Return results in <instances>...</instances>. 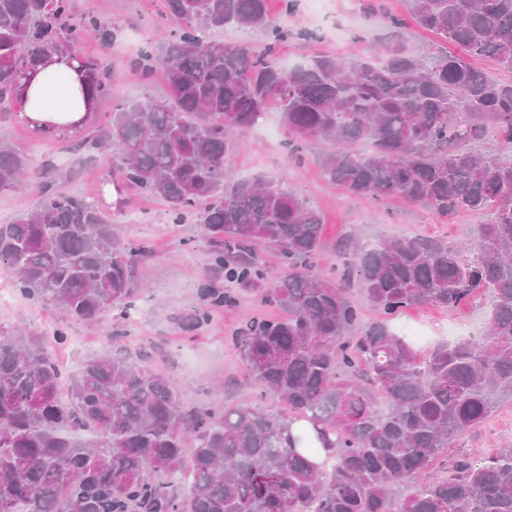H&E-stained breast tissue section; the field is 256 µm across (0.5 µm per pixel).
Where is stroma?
I'll use <instances>...</instances> for the list:
<instances>
[{"label": "stroma", "instance_id": "obj_1", "mask_svg": "<svg viewBox=\"0 0 512 512\" xmlns=\"http://www.w3.org/2000/svg\"><path fill=\"white\" fill-rule=\"evenodd\" d=\"M363 2L325 0L319 13L296 10L288 17L289 28L314 32L315 37L290 39L281 46L280 57L298 64L316 53L372 54L385 31L382 25L366 18ZM73 6L76 13H90L105 20L118 34L107 51L92 37L83 38L74 47L79 56L102 57L112 72V95L98 100L93 126L107 122L117 101H147L165 93L161 70L146 75L134 64L142 41L157 38L163 28V0H73ZM83 139L80 132L54 138L41 136L22 119L13 103L0 104V141L33 159L41 183L58 193L100 197L103 207L111 211L112 231L118 238L140 239L153 249L152 259L141 273L147 287L141 295L137 318L125 326L117 346L133 353L146 352L148 365L173 380L186 405L238 401L245 369L231 333L243 319L278 318L281 310L264 303L258 295L244 293L236 307L215 313L204 328L187 334L175 332L176 317L201 306L200 290L214 280L209 248L200 238L195 219L170 223L160 200L132 191L122 210H114L109 199L112 158L87 149ZM321 153V147L314 144L301 162H288L281 142L269 139L255 127L236 136L229 160L238 178L262 173L287 176L291 189L323 211L326 247L318 258L321 270L337 264L334 246L345 237L367 242L423 235L454 243L470 239L476 226L485 221L484 216L469 214L445 222L429 209L401 200L375 204L355 196L329 181L319 163ZM488 315L487 300L474 297L453 310L431 306L408 310L392 320L389 328L400 334L406 325H418L433 347L459 337L480 335ZM0 322L47 336L55 328L66 327L73 341L57 348L56 354L71 368L106 347L102 326L64 318L53 306L20 296L15 297L12 306L0 308ZM504 448H512L511 403L502 405L475 430L458 437L446 454L489 456Z\"/></svg>", "mask_w": 512, "mask_h": 512}]
</instances>
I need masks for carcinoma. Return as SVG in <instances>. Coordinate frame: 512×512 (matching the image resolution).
Instances as JSON below:
<instances>
[{"label":"carcinoma","instance_id":"obj_1","mask_svg":"<svg viewBox=\"0 0 512 512\" xmlns=\"http://www.w3.org/2000/svg\"><path fill=\"white\" fill-rule=\"evenodd\" d=\"M270 0H165L176 26L144 42L137 65L159 67L168 97L121 100L88 139L107 148L132 188L156 197L172 223L196 217L225 282L261 293L286 312L248 318L233 340L247 373L276 404L184 405L170 378L140 354L106 352L65 371L46 338L0 325V512H512V448L458 455L431 469L458 435L512 400V81L473 69L491 57L512 73V0H409L441 44L408 49L401 22L384 17L381 50L310 56L285 68L294 37ZM260 29V50L205 36ZM86 35L103 47L112 30L71 0H0V102L25 106L28 71ZM78 66L85 91L112 94L97 58ZM280 114L292 162L323 144L330 180L375 202L402 199L454 219L482 214L463 245L411 236L340 247L322 271V213L286 177L237 179L232 134ZM32 160L0 143V192L32 177ZM274 248L272 274L259 251ZM473 251L467 263L461 253ZM152 251L112 233L94 197L40 191L38 206L0 224V270L17 293L70 319L130 321ZM359 287L378 314L364 320ZM204 304L179 328L236 304L230 288L200 289ZM489 298L482 335L421 360L383 319L422 305L454 309ZM311 430L292 435L296 422Z\"/></svg>","mask_w":512,"mask_h":512}]
</instances>
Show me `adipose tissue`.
<instances>
[{
  "mask_svg": "<svg viewBox=\"0 0 512 512\" xmlns=\"http://www.w3.org/2000/svg\"><path fill=\"white\" fill-rule=\"evenodd\" d=\"M77 62L67 55H51L40 65L27 96L23 117L37 126L40 134L54 137L84 127L94 106L86 98H75L79 88Z\"/></svg>",
  "mask_w": 512,
  "mask_h": 512,
  "instance_id": "1",
  "label": "adipose tissue"
}]
</instances>
